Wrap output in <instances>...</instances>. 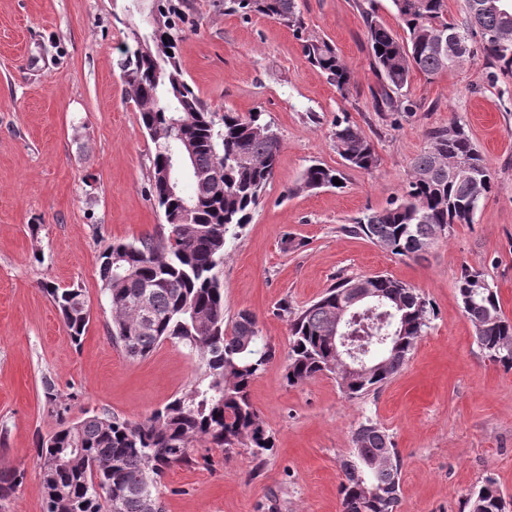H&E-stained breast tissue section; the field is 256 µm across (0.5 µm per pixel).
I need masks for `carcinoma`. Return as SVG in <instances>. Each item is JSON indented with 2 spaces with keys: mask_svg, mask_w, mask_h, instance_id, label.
Listing matches in <instances>:
<instances>
[{
  "mask_svg": "<svg viewBox=\"0 0 512 512\" xmlns=\"http://www.w3.org/2000/svg\"><path fill=\"white\" fill-rule=\"evenodd\" d=\"M404 35L393 32L377 14L375 0H359L367 30L372 65L379 80L377 106L409 112L401 96L415 71L436 76L458 68L456 59L475 60L480 53L512 71V40L504 44L503 28L512 31V0H464V16L450 21L445 0H391ZM231 9L274 20L299 32L303 19L298 0H230ZM163 24L152 55L126 46L120 68L128 98L155 146L148 193L162 212L158 231L137 242H114L100 255L99 276L112 310L109 334L126 356L142 359L170 340L193 353L201 372L182 395L142 421L109 413L81 421H60L38 441L36 456L42 475L44 512H164L158 482L172 466L194 463L192 448L205 442L217 448L251 449L260 459L274 448L252 404V381L275 358L262 336L259 321L242 311L224 323V280L221 266L229 239L250 222L278 165L281 142L260 112L242 115L210 112L184 78L174 51L184 13L171 0H154ZM448 41V51L432 45ZM311 62L344 94L352 73L325 41L305 42ZM165 72L155 84L156 65ZM428 147L413 161V174L388 206L344 228L361 235L393 255L418 259V244L448 236L455 224H471L482 200L493 191L495 176L486 166L464 128L451 122L429 130ZM184 142L193 148V165L202 172H224L222 190L192 179V191L168 192L162 182L169 156ZM330 144L344 164L363 172L378 166L370 139L357 128L340 123ZM465 157L480 179L448 177V160ZM343 173L323 164L308 166L294 191L334 186ZM474 269L465 267L456 278L462 308L474 327L475 342L490 361L512 371V320L502 311L498 289L475 288ZM374 286L403 304L396 315L377 309L361 332L359 350L376 357L387 350V365L379 373L355 379L339 388L350 399L379 390L405 365L416 343L429 328L432 308L415 288L383 274ZM355 278L343 279L306 307L293 311L281 301L276 315L287 316L289 350L284 378L296 386L319 375L338 378L345 373L330 342L337 313ZM72 341L79 345L90 320L83 291L45 286ZM149 294L153 319L142 323L139 300ZM44 396L61 415L67 410L55 385L43 381ZM351 455L341 461L339 486L342 512H396L400 501L401 459L380 423L367 418L352 434ZM24 479L19 469L0 470V499L16 493ZM468 512H505L498 486L486 482L467 500Z\"/></svg>",
  "mask_w": 512,
  "mask_h": 512,
  "instance_id": "cac0c4a2",
  "label": "carcinoma"
}]
</instances>
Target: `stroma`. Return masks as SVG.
I'll list each match as a JSON object with an SVG mask.
<instances>
[{"instance_id": "stroma-1", "label": "stroma", "mask_w": 512, "mask_h": 512, "mask_svg": "<svg viewBox=\"0 0 512 512\" xmlns=\"http://www.w3.org/2000/svg\"><path fill=\"white\" fill-rule=\"evenodd\" d=\"M127 0H0V469L25 470L0 512H43L37 442L56 426L44 398L51 379L69 399L67 421L108 412L139 421L185 392L199 362L163 342L128 359L109 338L99 255L115 241L154 235L163 216L148 195L154 145L127 98L121 51L139 16ZM295 32L224 0H186L179 65L213 112L259 111L282 153L249 224L222 267L224 317L248 311L276 357L250 387L274 439L263 460L249 449L195 445L159 491L165 512H342L340 462L364 418L377 420L402 459L398 512H464L494 479L512 504V372L475 342L457 296L462 267L482 271L512 319V73L488 81V62L429 77L413 72V112L377 108L366 27L356 0H299ZM330 43L355 85L340 95L303 45ZM348 120L374 144L379 164L344 169L329 135ZM461 124L496 187L473 223L454 225L420 259L390 254L345 226L387 206L411 176L431 128ZM345 171L343 188L295 191L303 170ZM292 234L301 246L283 251ZM383 273L416 288L435 314L403 369L377 393L347 398L330 376L288 386L289 323L345 278ZM83 289L90 321L74 345L46 286Z\"/></svg>"}]
</instances>
